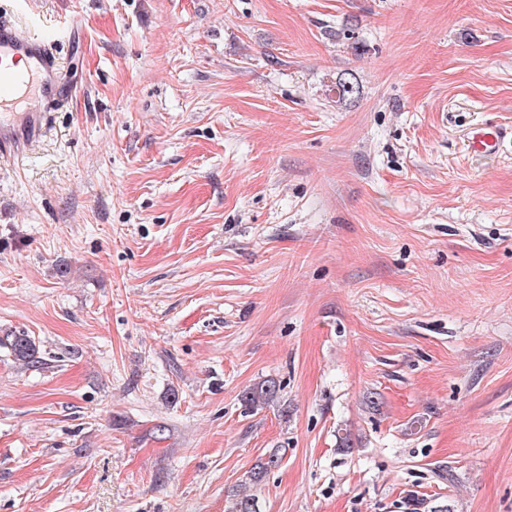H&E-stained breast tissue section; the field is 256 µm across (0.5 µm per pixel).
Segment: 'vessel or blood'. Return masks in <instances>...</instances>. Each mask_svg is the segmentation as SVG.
<instances>
[{
	"label": "vessel or blood",
	"instance_id": "b4317fda",
	"mask_svg": "<svg viewBox=\"0 0 512 512\" xmlns=\"http://www.w3.org/2000/svg\"><path fill=\"white\" fill-rule=\"evenodd\" d=\"M24 58L25 72L5 69L8 60ZM62 83L59 70L44 37L32 35L20 25L0 22V153L18 154L35 139L48 120L47 110ZM512 141V126H491L474 131V152L496 154Z\"/></svg>",
	"mask_w": 512,
	"mask_h": 512
}]
</instances>
